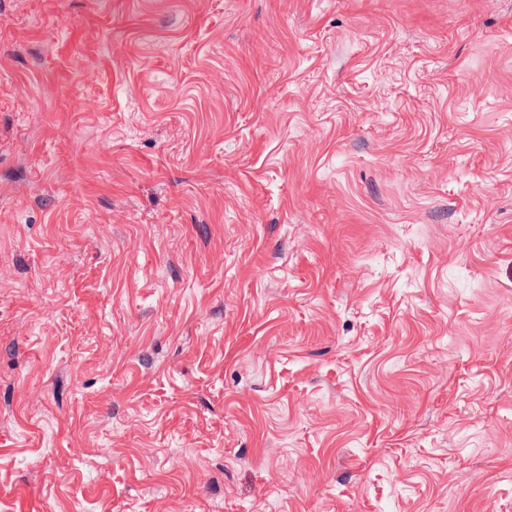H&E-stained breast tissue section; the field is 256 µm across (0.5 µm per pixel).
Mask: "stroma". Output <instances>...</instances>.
<instances>
[{"instance_id": "obj_1", "label": "stroma", "mask_w": 512, "mask_h": 512, "mask_svg": "<svg viewBox=\"0 0 512 512\" xmlns=\"http://www.w3.org/2000/svg\"><path fill=\"white\" fill-rule=\"evenodd\" d=\"M0 512H512V0H0Z\"/></svg>"}]
</instances>
